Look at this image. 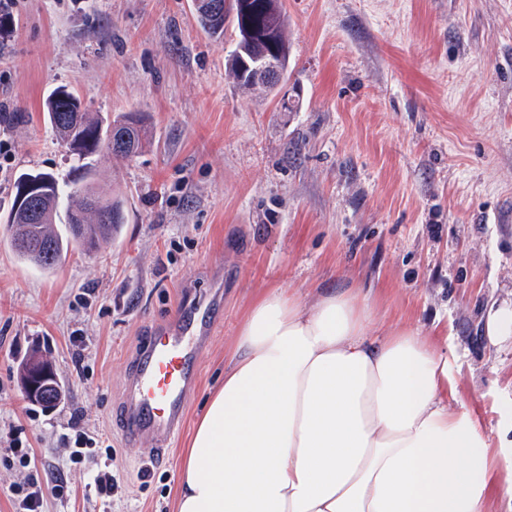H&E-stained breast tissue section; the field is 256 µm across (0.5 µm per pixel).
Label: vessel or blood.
<instances>
[{
  "label": "vessel or blood",
  "mask_w": 512,
  "mask_h": 512,
  "mask_svg": "<svg viewBox=\"0 0 512 512\" xmlns=\"http://www.w3.org/2000/svg\"><path fill=\"white\" fill-rule=\"evenodd\" d=\"M198 340L196 329L182 320L154 337L139 356L123 406L122 431L131 439L155 437L159 446L153 456H163L182 426L196 381Z\"/></svg>",
  "instance_id": "obj_1"
}]
</instances>
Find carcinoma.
I'll return each mask as SVG.
<instances>
[{"label":"carcinoma","mask_w":512,"mask_h":512,"mask_svg":"<svg viewBox=\"0 0 512 512\" xmlns=\"http://www.w3.org/2000/svg\"><path fill=\"white\" fill-rule=\"evenodd\" d=\"M232 10L238 31L248 26L250 38L239 36L235 48L226 59V68L237 84L249 91L270 92L274 86L256 78L254 66L262 61H275L281 68L288 67V41L285 35V15L281 0H233ZM67 125L76 135L97 129L103 120L93 116L83 105L66 112ZM113 126L126 133L135 151L143 147L146 128L142 120L133 121L125 115L112 120ZM102 151L111 155L128 157L105 144H95L86 153L77 154L79 167L92 169V157ZM53 184L40 200V219L34 224H10V244L19 260L43 271H53L62 257L75 247L93 252L102 242L116 235L125 223V206L118 194L108 197L92 191V196L82 195V189L71 182L52 177ZM65 215V230L56 227L59 214ZM28 241L26 249L18 242Z\"/></svg>","instance_id":"cac0c4a2"}]
</instances>
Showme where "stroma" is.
Returning a JSON list of instances; mask_svg holds the SVG:
<instances>
[{"label":"stroma","instance_id":"1","mask_svg":"<svg viewBox=\"0 0 512 512\" xmlns=\"http://www.w3.org/2000/svg\"><path fill=\"white\" fill-rule=\"evenodd\" d=\"M284 89L241 90L236 40L199 25L192 0H0V512L34 450L44 512H175L181 464L208 394L224 382L252 300L291 288L364 289L373 334L407 323L448 345L450 376L485 434L512 430V342L484 315L512 300V0H283ZM69 86L89 111L139 114L147 143L102 152L92 185L122 195L111 243L44 273L7 240L15 173L75 164L43 102ZM298 95L281 111L283 95ZM210 332L177 444L115 421L133 365L178 315ZM52 361L62 398L29 403L21 361ZM112 447L121 487L89 485L98 460H69L73 423Z\"/></svg>","mask_w":512,"mask_h":512}]
</instances>
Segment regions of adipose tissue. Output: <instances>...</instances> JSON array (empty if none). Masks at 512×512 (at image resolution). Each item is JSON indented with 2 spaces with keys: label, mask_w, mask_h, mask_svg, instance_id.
<instances>
[{
  "label": "adipose tissue",
  "mask_w": 512,
  "mask_h": 512,
  "mask_svg": "<svg viewBox=\"0 0 512 512\" xmlns=\"http://www.w3.org/2000/svg\"><path fill=\"white\" fill-rule=\"evenodd\" d=\"M357 288L250 305L181 467L177 512H489L503 460L419 328Z\"/></svg>",
  "instance_id": "ef3b65f1"
}]
</instances>
